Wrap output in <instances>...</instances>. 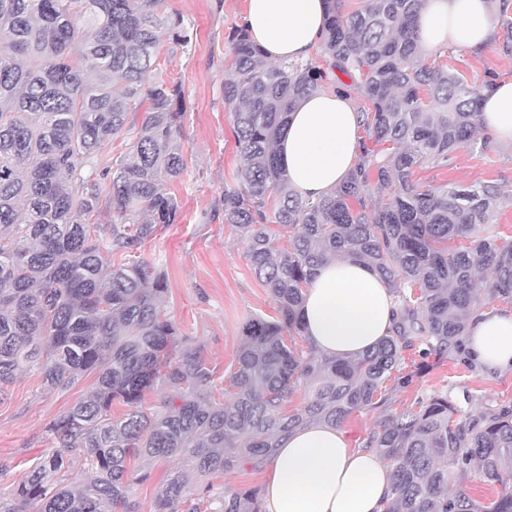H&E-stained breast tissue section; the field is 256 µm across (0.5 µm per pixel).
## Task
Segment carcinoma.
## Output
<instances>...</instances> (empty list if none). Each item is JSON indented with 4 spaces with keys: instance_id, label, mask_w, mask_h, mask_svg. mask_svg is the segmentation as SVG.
Masks as SVG:
<instances>
[{
    "instance_id": "cac0c4a2",
    "label": "carcinoma",
    "mask_w": 512,
    "mask_h": 512,
    "mask_svg": "<svg viewBox=\"0 0 512 512\" xmlns=\"http://www.w3.org/2000/svg\"><path fill=\"white\" fill-rule=\"evenodd\" d=\"M488 3L511 57L512 0ZM160 4L0 0V385L24 369L53 390L97 374L49 425L53 447L0 494V512H139L132 489L161 458L178 470L157 486L151 512H262L261 489H222L210 477L261 467L280 436L307 422L342 424L385 401L388 383L411 382L403 353L417 344L424 355L469 353L484 273L492 297L512 303V235H482L508 190L414 179L460 149L487 147L480 103L499 74L471 83L454 56L419 49L426 0H363L348 16L328 0L319 60L288 65L266 62L238 25L224 107L243 164L224 186L222 214L277 315L242 324L233 397L222 400L216 368L168 311L162 273L142 258L113 262L179 218L163 186L185 169L184 91L155 64L163 40L183 45L188 34ZM325 89L356 99L378 149L363 146L338 189L304 200L275 146L297 103ZM120 136L128 151L104 185L96 158ZM337 256L371 265L396 294L391 334L351 361L299 344L304 292ZM160 386L156 411L146 396ZM300 390L301 405L290 406ZM457 413L446 396L422 398L365 439L392 473L384 512H512V405L469 422ZM474 462L500 486L486 505L463 488L448 493L453 471Z\"/></svg>"
}]
</instances>
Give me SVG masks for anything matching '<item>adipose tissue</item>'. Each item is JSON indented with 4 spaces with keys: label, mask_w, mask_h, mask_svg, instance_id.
<instances>
[{
    "label": "adipose tissue",
    "mask_w": 512,
    "mask_h": 512,
    "mask_svg": "<svg viewBox=\"0 0 512 512\" xmlns=\"http://www.w3.org/2000/svg\"><path fill=\"white\" fill-rule=\"evenodd\" d=\"M325 0H248L246 24L272 62H302L325 26ZM487 0H427L418 25L425 51L480 53L494 35ZM353 98L325 90L300 101L278 143L295 193L316 198L339 187L361 152ZM483 130L512 144V81L502 80L482 104ZM395 298L380 275L359 262L318 267L301 309L304 336L318 352L353 358L373 348L393 327ZM468 347L486 371L512 370V311L475 310ZM264 512H383L391 496L390 471L368 448L351 447L342 426L312 423L289 432L269 461Z\"/></svg>",
    "instance_id": "1"
}]
</instances>
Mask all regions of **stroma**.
<instances>
[{
  "mask_svg": "<svg viewBox=\"0 0 512 512\" xmlns=\"http://www.w3.org/2000/svg\"><path fill=\"white\" fill-rule=\"evenodd\" d=\"M247 0H162L159 12L182 20L190 41L164 43L157 58L163 74L182 84L186 100L183 139L186 168L167 193L181 205L178 223L158 231L141 256L168 283V309L182 335L200 345L218 376H228L241 342L240 328L256 314H273L275 304L245 257V245L231 232L217 206L226 184L243 162L224 110V73L232 50L230 29L243 24ZM455 66L468 80L485 72L512 79V57L491 43L481 55L458 49ZM416 175L433 185H512V147L489 142L486 149L462 150L448 167L424 168ZM411 385L389 390L384 404L354 414L344 428L353 446H362L377 424L418 398L448 397L464 418L512 405V371L489 375L475 363L450 353L418 358ZM93 377L67 391L45 386L37 371H24L0 387V490L10 491L51 441L47 424L93 385Z\"/></svg>",
  "mask_w": 512,
  "mask_h": 512,
  "instance_id": "35a3bbf8",
  "label": "stroma"
}]
</instances>
